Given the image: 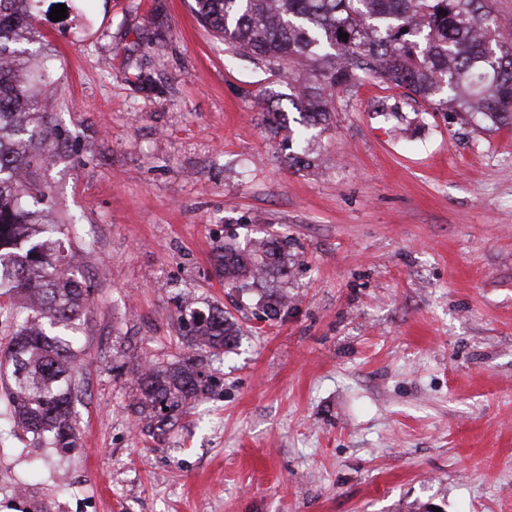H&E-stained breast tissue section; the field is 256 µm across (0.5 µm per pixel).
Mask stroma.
Masks as SVG:
<instances>
[{"instance_id": "35a3bbf8", "label": "stroma", "mask_w": 512, "mask_h": 512, "mask_svg": "<svg viewBox=\"0 0 512 512\" xmlns=\"http://www.w3.org/2000/svg\"><path fill=\"white\" fill-rule=\"evenodd\" d=\"M65 4L63 20L51 21ZM193 0H40L63 134L36 172L80 228L94 292L77 448H34L0 405V512H512V127L361 79L282 165L262 117L286 78L207 31ZM286 235L288 306L225 287L232 235ZM238 347L161 427L138 366L189 355L180 307Z\"/></svg>"}]
</instances>
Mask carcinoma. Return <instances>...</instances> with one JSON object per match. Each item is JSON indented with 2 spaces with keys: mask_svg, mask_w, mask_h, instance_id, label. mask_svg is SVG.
<instances>
[{
  "mask_svg": "<svg viewBox=\"0 0 512 512\" xmlns=\"http://www.w3.org/2000/svg\"><path fill=\"white\" fill-rule=\"evenodd\" d=\"M35 0H0V390L17 434L35 448H75L72 408L91 286L72 278L70 224L48 245L33 238L47 224L49 195L33 178L44 156L22 144L56 145L62 134L46 119L38 87L50 77L29 65L39 41ZM201 24L239 55L288 77L297 126L283 120L269 93L265 121L288 130L296 151L285 163L298 171L315 163L311 129L328 127L336 95L378 75L424 100L434 112L512 125V38L503 34L487 0H194ZM349 37L340 38V33ZM288 237L271 232L245 245L216 246V270L235 288L287 273ZM27 317L18 321L20 310ZM193 346L219 356L237 328L223 309L186 305ZM212 379L199 365L143 367L137 378L139 413L172 415Z\"/></svg>",
  "mask_w": 512,
  "mask_h": 512,
  "instance_id": "obj_1",
  "label": "carcinoma"
}]
</instances>
